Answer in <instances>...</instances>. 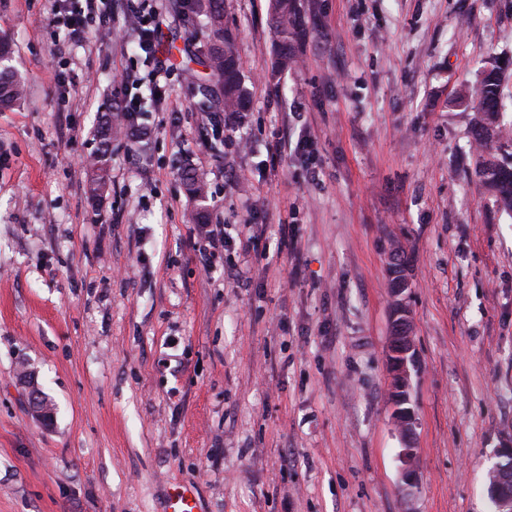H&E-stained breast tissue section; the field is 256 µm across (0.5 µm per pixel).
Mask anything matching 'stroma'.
Here are the masks:
<instances>
[{"label":"stroma","instance_id":"obj_1","mask_svg":"<svg viewBox=\"0 0 512 512\" xmlns=\"http://www.w3.org/2000/svg\"><path fill=\"white\" fill-rule=\"evenodd\" d=\"M304 2L310 34L275 87L267 0H224L251 98L233 122L194 61L205 15L157 0L171 78L141 87L143 147L113 139L95 210L86 159L124 98L112 72L150 65L123 22L75 43L48 26L50 0H0L29 89L0 112V512H165L175 484L201 512H493L486 476L512 446V212L475 171L512 143L478 150L464 96L505 64L512 125V0ZM186 165L224 227L209 280ZM395 240L416 342L407 497ZM400 246L397 242L393 243L388 253L390 278H395L397 282L401 283V286L394 288L395 284L394 280H392L390 292L393 319L387 356L392 385L390 399L394 408L393 420L404 440V448L400 452L402 463L400 482L404 492L410 494L412 489L417 486L416 469L414 466L416 448L413 443L417 418L412 409H402L399 407V401L402 397L397 396L396 393L401 392L411 383L416 348L410 310L405 297V292L410 288V281L406 275V266L401 261L402 252L405 257L406 254L405 251L401 252Z\"/></svg>","mask_w":512,"mask_h":512}]
</instances>
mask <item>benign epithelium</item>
Here are the masks:
<instances>
[{"label":"benign epithelium","mask_w":512,"mask_h":512,"mask_svg":"<svg viewBox=\"0 0 512 512\" xmlns=\"http://www.w3.org/2000/svg\"><path fill=\"white\" fill-rule=\"evenodd\" d=\"M401 255L400 244L393 243L388 253V270L390 278L396 279L401 286L390 289L393 319L388 345V366L392 385L390 399L394 408L393 420L404 440V448L400 452V482L404 492L409 494L417 486L414 466L416 448L413 443L417 418L413 410L399 407L401 397L397 396V393L411 383L412 369L415 365V339L405 297L406 289L410 288V281Z\"/></svg>","instance_id":"7a95c632"}]
</instances>
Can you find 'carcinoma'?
Here are the masks:
<instances>
[{
	"mask_svg": "<svg viewBox=\"0 0 512 512\" xmlns=\"http://www.w3.org/2000/svg\"><path fill=\"white\" fill-rule=\"evenodd\" d=\"M208 19V40L200 63L210 71V78L223 90L224 111L241 117L249 110V93L242 81L239 61L233 42L224 31V0H195ZM301 0H268V23L275 40V65L272 76L292 68L296 46L305 40L307 31L302 25ZM503 69L491 65L482 71L479 82L467 93L472 108L479 115L478 141L488 146L500 134V87ZM27 83L7 67L0 69V112L9 110L27 95ZM112 109H107L105 121L98 126L95 153L97 166L90 178L89 191L93 199L103 197L107 188V166L112 141ZM477 174L504 207L512 210V164L504 166L492 159L480 162ZM181 180L190 197L196 202L197 220L206 224L210 213L203 206L207 191L202 176L192 168L181 171Z\"/></svg>",
	"mask_w": 512,
	"mask_h": 512,
	"instance_id": "obj_1",
	"label": "carcinoma"
}]
</instances>
